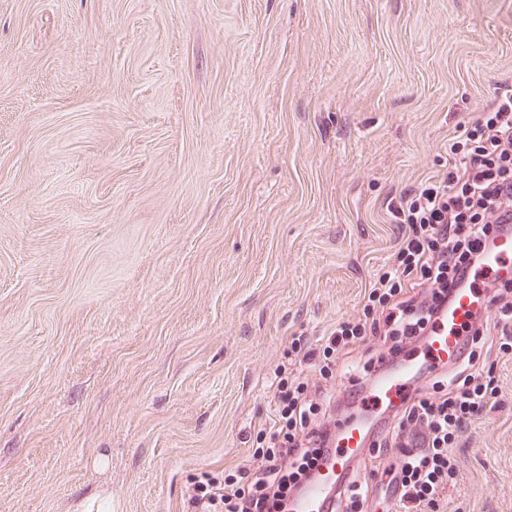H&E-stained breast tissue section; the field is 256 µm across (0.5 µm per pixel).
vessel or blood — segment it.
Returning <instances> with one entry per match:
<instances>
[{
  "instance_id": "1",
  "label": "vessel or blood",
  "mask_w": 512,
  "mask_h": 512,
  "mask_svg": "<svg viewBox=\"0 0 512 512\" xmlns=\"http://www.w3.org/2000/svg\"><path fill=\"white\" fill-rule=\"evenodd\" d=\"M502 276L512 279V231L508 230L498 234L493 249L473 270L469 287L455 289L451 303L446 305L415 356L375 379L363 396L359 414L339 419L335 443L317 461L308 481L294 493L291 512H328L329 499L341 477L353 458L368 445L364 427L369 419L416 395L414 376L422 363L448 358L458 350L469 333L474 314L483 309L486 284Z\"/></svg>"
}]
</instances>
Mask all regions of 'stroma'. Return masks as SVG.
Here are the masks:
<instances>
[{"instance_id": "obj_1", "label": "stroma", "mask_w": 512, "mask_h": 512, "mask_svg": "<svg viewBox=\"0 0 512 512\" xmlns=\"http://www.w3.org/2000/svg\"><path fill=\"white\" fill-rule=\"evenodd\" d=\"M505 82L512 0H0V512H183L262 447ZM497 378L434 512H512Z\"/></svg>"}]
</instances>
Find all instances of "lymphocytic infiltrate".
<instances>
[{
  "label": "lymphocytic infiltrate",
  "instance_id": "obj_1",
  "mask_svg": "<svg viewBox=\"0 0 512 512\" xmlns=\"http://www.w3.org/2000/svg\"><path fill=\"white\" fill-rule=\"evenodd\" d=\"M402 236L399 261L364 296V320L339 322L303 360L318 372L310 383L275 374L268 447L255 449L230 473L205 475L188 496L186 512H289L288 496L329 449L338 416L354 411L365 384L426 337L442 295L468 283L494 243L512 226V85L493 105L459 126L448 143V172L405 190L387 205ZM491 316L479 320L446 366L419 370L427 390L400 409L376 415L369 453L380 469L358 460L337 486L329 512H369L377 500L401 512L434 506L458 470L453 448L467 423L498 406L493 373L499 354L512 348V280L488 289ZM382 339L377 356L350 376L342 393L327 380L354 343Z\"/></svg>",
  "mask_w": 512,
  "mask_h": 512
}]
</instances>
